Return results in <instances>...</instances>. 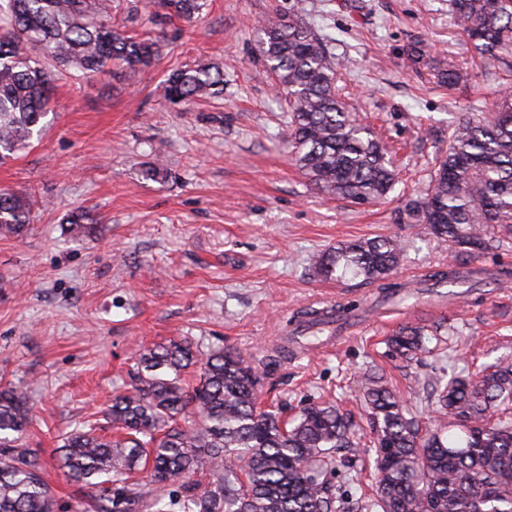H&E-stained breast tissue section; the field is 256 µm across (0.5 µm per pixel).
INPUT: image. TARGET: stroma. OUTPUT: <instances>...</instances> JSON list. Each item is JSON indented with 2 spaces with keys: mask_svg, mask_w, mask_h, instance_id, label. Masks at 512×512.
Masks as SVG:
<instances>
[{
  "mask_svg": "<svg viewBox=\"0 0 512 512\" xmlns=\"http://www.w3.org/2000/svg\"><path fill=\"white\" fill-rule=\"evenodd\" d=\"M153 10L151 0H120L112 21L127 34L159 38L156 65L57 73L42 132L0 164V191L33 202L31 231L0 236V381L21 389L32 408L22 443L40 455L54 512H91L60 470L56 448L128 387L142 347L221 341L260 359L297 311L346 294L358 301L353 322L303 333L299 352L269 365L260 399L281 402L289 415L321 400L350 412L361 424L359 445L341 454L361 476L336 482L343 494L360 495L374 479L364 373L382 375L426 420L433 379L512 356V242L473 257L441 244L405 208L424 191L449 130L512 81V57L481 64L448 0H210L201 20L162 27L150 23ZM267 14L298 16L330 39L343 63L338 86L396 156L386 199L348 205L295 166L288 100L260 54L256 21ZM416 42L429 54L411 65L406 50ZM199 63L223 69V94L166 100L168 75ZM450 63L477 79L439 84L435 67ZM157 157L168 177L145 179L144 165ZM78 207L101 219L102 238L65 234L62 220ZM391 234L405 242L398 280L468 265L501 273L509 285L460 287L456 304L426 288L377 310L375 285L326 281L312 265L325 249ZM440 320L451 338L446 350L412 362L389 354L393 331Z\"/></svg>",
  "mask_w": 512,
  "mask_h": 512,
  "instance_id": "1",
  "label": "stroma"
}]
</instances>
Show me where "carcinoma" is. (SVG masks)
<instances>
[{
  "label": "carcinoma",
  "instance_id": "cac0c4a2",
  "mask_svg": "<svg viewBox=\"0 0 512 512\" xmlns=\"http://www.w3.org/2000/svg\"><path fill=\"white\" fill-rule=\"evenodd\" d=\"M154 21H198L207 0H156ZM457 26L491 63L512 50V0H450ZM261 53L289 100L291 153L298 168L330 196L351 204L385 199L396 184L386 146L358 121L336 90V57L299 18L267 17ZM159 44L112 26V0H0V160L25 147L53 98L51 70L101 74L110 65L152 66ZM450 86L468 73L436 69ZM169 101L224 93V71L180 69L164 87ZM407 211L437 240L471 256L512 240V91L448 133L423 196ZM31 204L0 192V233L19 236ZM72 239L104 233L87 210L71 212ZM403 256L400 237L358 239L314 257L325 280L349 275L376 284L397 301L409 283L390 278ZM487 272L436 270L431 286H462ZM445 338L403 326L387 339L405 360ZM263 361L222 344L187 340L146 347L131 388L104 411L115 435L86 420L57 448L65 477L90 492L94 512H169L170 487L182 512H512V359L432 385L436 423L420 418L380 377L364 375V405L374 444L375 484L358 497L339 492L336 449L351 448L357 424L329 401L291 418L259 406ZM200 371L185 387L184 374ZM32 421L26 395L0 388V512H53V494L37 456L20 445ZM149 470L143 485L135 476ZM208 478V483L198 477Z\"/></svg>",
  "mask_w": 512,
  "mask_h": 512
}]
</instances>
